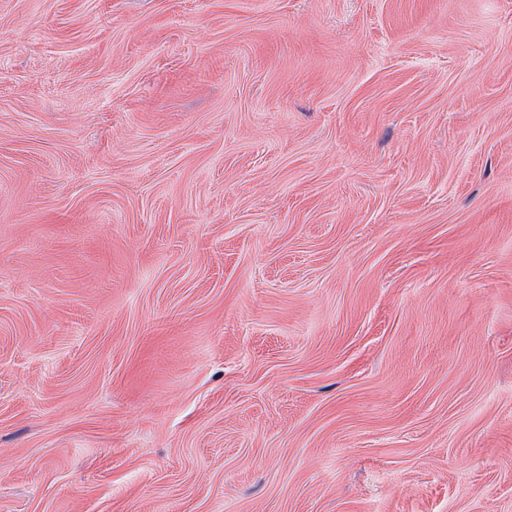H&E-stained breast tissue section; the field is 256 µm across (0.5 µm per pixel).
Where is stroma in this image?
I'll use <instances>...</instances> for the list:
<instances>
[{
  "instance_id": "stroma-1",
  "label": "stroma",
  "mask_w": 512,
  "mask_h": 512,
  "mask_svg": "<svg viewBox=\"0 0 512 512\" xmlns=\"http://www.w3.org/2000/svg\"><path fill=\"white\" fill-rule=\"evenodd\" d=\"M0 512H512V0H0Z\"/></svg>"
}]
</instances>
